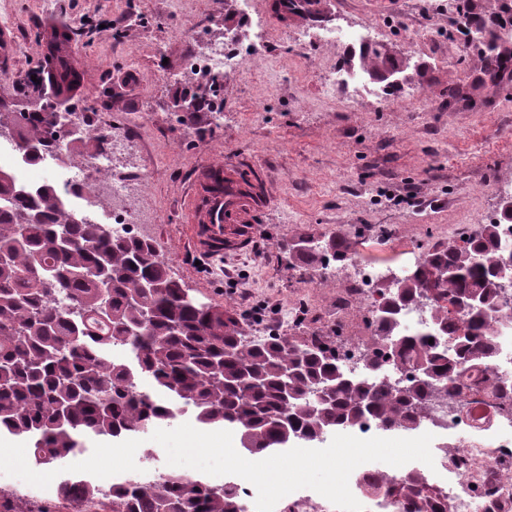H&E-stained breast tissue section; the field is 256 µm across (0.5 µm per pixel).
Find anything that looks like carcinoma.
Masks as SVG:
<instances>
[{"label": "carcinoma", "mask_w": 512, "mask_h": 512, "mask_svg": "<svg viewBox=\"0 0 512 512\" xmlns=\"http://www.w3.org/2000/svg\"><path fill=\"white\" fill-rule=\"evenodd\" d=\"M69 40L67 31L55 29L47 42L58 55L56 98L76 83L59 56ZM384 59L367 46L359 69L371 75ZM35 93L42 104L22 123L0 98V136L9 135L29 162L52 152L57 112L44 89ZM111 138L86 125L69 150L92 143L102 154ZM502 224L512 225L504 208L477 232L431 245L411 275L375 288L368 305L372 333L362 342L364 370H383L378 349L393 345L398 360L423 374L396 389L383 378L350 376L335 349L315 336L248 341L224 306L183 299V284L150 239L91 223L52 186L30 191L0 169V434L27 437L35 465L63 469L56 497L64 512H246L235 489L176 472L148 485L127 478L108 490L85 476L79 507L66 463L88 440L135 438L189 409L201 425H233L242 447L273 455L285 440L314 441L367 418L411 430L427 420L432 403H448L474 366H483L493 391L504 390L506 379L490 366L489 343L499 322L493 274L512 252ZM351 253V241L341 236L317 248H288L293 260L322 269ZM436 282L443 285L440 297L459 310L434 302L428 331L396 335L401 312ZM325 384L331 397L318 402L314 391ZM371 485L409 500L410 512H448L415 473L397 481L376 470Z\"/></svg>", "instance_id": "carcinoma-1"}]
</instances>
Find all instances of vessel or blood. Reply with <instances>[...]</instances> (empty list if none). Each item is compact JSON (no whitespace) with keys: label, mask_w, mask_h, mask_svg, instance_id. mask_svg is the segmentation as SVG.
I'll list each match as a JSON object with an SVG mask.
<instances>
[{"label":"vessel or blood","mask_w":512,"mask_h":512,"mask_svg":"<svg viewBox=\"0 0 512 512\" xmlns=\"http://www.w3.org/2000/svg\"><path fill=\"white\" fill-rule=\"evenodd\" d=\"M267 8L274 20L305 18L323 9V0H268ZM239 162L215 166L212 182L194 180L186 204L192 220L183 233L190 245L208 257H220L250 246L254 236L253 216L265 203L260 188L246 187L236 176Z\"/></svg>","instance_id":"obj_1"}]
</instances>
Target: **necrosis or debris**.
Wrapping results in <instances>:
<instances>
[{
	"label": "necrosis or debris",
	"instance_id": "obj_1",
	"mask_svg": "<svg viewBox=\"0 0 512 512\" xmlns=\"http://www.w3.org/2000/svg\"><path fill=\"white\" fill-rule=\"evenodd\" d=\"M253 57L251 44L231 33L208 52L187 56L181 73L200 81L220 82L227 75L229 61ZM110 163L109 155H96L85 162L83 169L72 173L44 168L0 147V167L14 168L20 185L33 189L50 184L62 193L69 186L79 185L84 194H105L110 200L113 229L141 235L146 218L129 207L128 180L104 177ZM460 402L464 406L461 415L448 412L441 421H428L420 427L421 432L434 436L433 465L412 461L402 471L421 475L426 486L448 500L452 512H512V402L476 385L463 389ZM455 429L462 435L459 440L449 441L448 433Z\"/></svg>",
	"mask_w": 512,
	"mask_h": 512
}]
</instances>
